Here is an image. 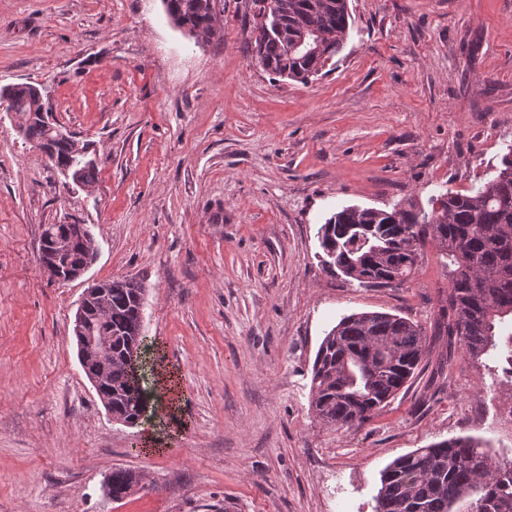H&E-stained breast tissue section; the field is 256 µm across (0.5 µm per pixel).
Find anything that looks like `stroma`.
Returning a JSON list of instances; mask_svg holds the SVG:
<instances>
[{
	"label": "stroma",
	"instance_id": "1",
	"mask_svg": "<svg viewBox=\"0 0 512 512\" xmlns=\"http://www.w3.org/2000/svg\"><path fill=\"white\" fill-rule=\"evenodd\" d=\"M332 69L302 84L256 66L249 0H216L196 41L161 0H0V87L42 88L97 159L66 189L0 110V512H375L394 458L459 436L512 458V381L438 326L444 259L361 288L330 273L317 230L348 205H427L491 179L512 148V0H348ZM90 225L78 279L40 263L46 224ZM146 287L148 342L180 372L183 428L112 421L77 357L88 288ZM421 324L413 380L367 423L310 407L311 368L342 316ZM141 476L114 501L112 469Z\"/></svg>",
	"mask_w": 512,
	"mask_h": 512
}]
</instances>
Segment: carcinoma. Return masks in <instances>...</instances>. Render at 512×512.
Returning a JSON list of instances; mask_svg holds the SVG:
<instances>
[{
	"instance_id": "cac0c4a2",
	"label": "carcinoma",
	"mask_w": 512,
	"mask_h": 512,
	"mask_svg": "<svg viewBox=\"0 0 512 512\" xmlns=\"http://www.w3.org/2000/svg\"><path fill=\"white\" fill-rule=\"evenodd\" d=\"M263 0H252L253 52L264 70L306 82L339 54L350 26L347 0H283L280 32L265 33L273 21ZM168 11L197 35H215L214 0H168ZM321 28L329 37L305 54L293 49ZM11 103L19 111L23 137L54 149L69 163L89 152L75 139L54 140L49 108L37 88L16 84ZM431 211L347 206L318 231L324 262L360 286H392L409 280L423 246L431 242L448 260L446 333L472 359L494 355L512 370V148L497 175L466 194L447 191L430 200ZM86 224H46L41 253L65 273L92 259L95 241ZM66 245L57 246L59 239ZM146 288L133 278L104 283L91 303L83 335L112 338L105 358L83 348L80 364L88 380L100 377L112 404V420L134 426L146 417L155 360L145 342L142 308ZM427 350L425 328L405 317L362 312L342 317L323 337L311 370L310 406L326 425L352 428L368 422L414 376ZM141 476L114 469L103 479L106 495L118 501L139 486ZM376 512H512V460L491 457L482 443L458 437L397 457L382 471Z\"/></svg>"
}]
</instances>
